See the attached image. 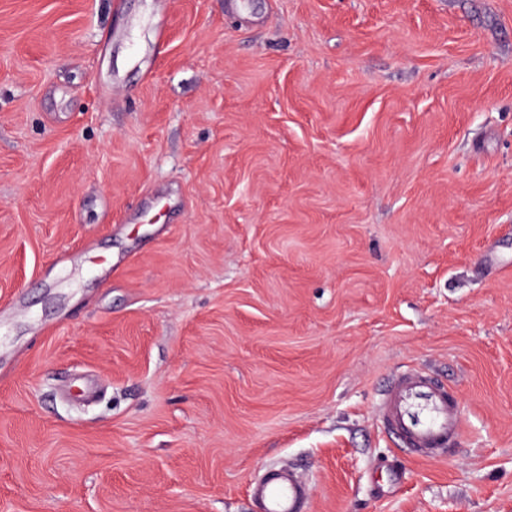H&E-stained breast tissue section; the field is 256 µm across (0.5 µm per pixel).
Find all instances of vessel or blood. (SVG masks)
Returning a JSON list of instances; mask_svg holds the SVG:
<instances>
[{
	"instance_id": "obj_1",
	"label": "vessel or blood",
	"mask_w": 512,
	"mask_h": 512,
	"mask_svg": "<svg viewBox=\"0 0 512 512\" xmlns=\"http://www.w3.org/2000/svg\"><path fill=\"white\" fill-rule=\"evenodd\" d=\"M379 412L384 428L409 453L438 456L459 441V401L428 372L399 373L381 399ZM309 498L307 483L292 469H267L251 487L255 512H307Z\"/></svg>"
}]
</instances>
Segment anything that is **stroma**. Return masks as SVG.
<instances>
[{
  "label": "stroma",
  "instance_id": "obj_1",
  "mask_svg": "<svg viewBox=\"0 0 512 512\" xmlns=\"http://www.w3.org/2000/svg\"><path fill=\"white\" fill-rule=\"evenodd\" d=\"M224 2L0 0V512H512V0ZM379 412L384 428L411 454L438 456L459 442V401L428 372L399 373L383 395ZM310 490L294 469L269 468L251 487L256 512H306Z\"/></svg>",
  "mask_w": 512,
  "mask_h": 512
}]
</instances>
